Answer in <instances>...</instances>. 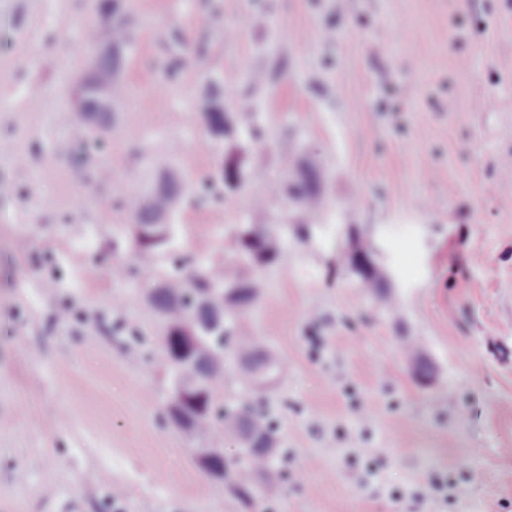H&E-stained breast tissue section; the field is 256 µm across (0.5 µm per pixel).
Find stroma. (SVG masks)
Returning <instances> with one entry per match:
<instances>
[{"mask_svg": "<svg viewBox=\"0 0 512 512\" xmlns=\"http://www.w3.org/2000/svg\"><path fill=\"white\" fill-rule=\"evenodd\" d=\"M98 3L0 0V512H244L192 453L239 441L166 419L149 283L112 278L137 264L128 194L170 161L192 183L172 219L189 262L230 260L236 225L305 218L284 195L251 208L285 163L326 175L311 238L263 270L246 317L282 373L260 394L236 358L224 375L225 401L278 432V492L254 512H512V0H124L129 94L101 150L59 120ZM180 42L199 66L170 80ZM211 82L263 138L207 135ZM233 151L247 190L200 203ZM351 234L382 287L349 271Z\"/></svg>", "mask_w": 512, "mask_h": 512, "instance_id": "1", "label": "stroma"}]
</instances>
